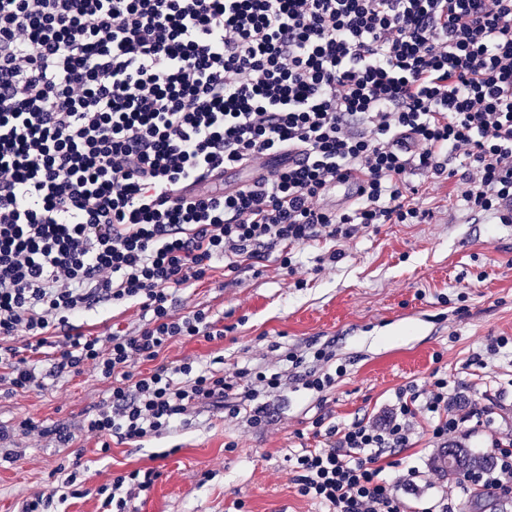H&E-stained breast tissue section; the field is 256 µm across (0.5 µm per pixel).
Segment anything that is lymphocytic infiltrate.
<instances>
[{"label": "lymphocytic infiltrate", "mask_w": 512, "mask_h": 512, "mask_svg": "<svg viewBox=\"0 0 512 512\" xmlns=\"http://www.w3.org/2000/svg\"><path fill=\"white\" fill-rule=\"evenodd\" d=\"M228 165L237 190L180 197ZM353 172L362 185L328 206ZM418 172L459 178L467 211L512 223V0H0V387L41 386L44 359L57 376L96 365L112 394L86 426L105 453L198 408L265 425L286 382L333 385L332 353L287 349L286 370L230 378L161 361L170 342L221 334L204 310L173 314V293L219 261L289 270L308 242L423 223ZM124 304L146 315L134 331H82ZM449 389L405 387L372 422L317 418L322 446L288 459L298 494L326 512H409L419 469L387 470L414 420L443 445L468 420L495 423L456 411ZM491 455L422 512H457L478 488L512 505L511 433ZM158 476L113 477L102 508L132 512Z\"/></svg>", "instance_id": "f902f5d3"}]
</instances>
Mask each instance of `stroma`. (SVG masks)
Masks as SVG:
<instances>
[{
  "label": "stroma",
  "mask_w": 512,
  "mask_h": 512,
  "mask_svg": "<svg viewBox=\"0 0 512 512\" xmlns=\"http://www.w3.org/2000/svg\"><path fill=\"white\" fill-rule=\"evenodd\" d=\"M413 182L429 211L425 223L384 224L353 239L313 241L296 248L293 270L270 262L232 274L219 268L176 294V312L205 309L226 332L220 339L172 342L162 360L191 359L228 375L256 363L278 370L279 347L303 350L315 342L330 346L332 366H344L326 392L289 386L271 396L264 426L207 409L172 433L112 441L104 458L100 436L83 427L112 391L93 366L42 388L0 393V425L22 419L63 424L74 436L72 452L80 457L89 493L54 502V512H102L97 488L145 468L160 476L135 500L137 512H236L239 500L247 512H321V505L298 494L288 470L289 454L321 445L314 420L322 416L341 425L373 419L398 389L428 386L437 375L452 381L462 406L495 400L502 432H512V350L502 349L483 368L470 362L492 338L512 336V224L463 211L457 181L417 175ZM331 249L340 259L319 264ZM83 322L103 336L138 327L142 312L116 305L87 313ZM428 430L427 420L418 419L410 447L397 453L404 467L423 473L411 501L419 508L454 482ZM229 442L234 451H226ZM15 444L21 458L0 459V512H18L24 499L51 492L60 480L52 439L20 433Z\"/></svg>",
  "instance_id": "obj_1"
}]
</instances>
